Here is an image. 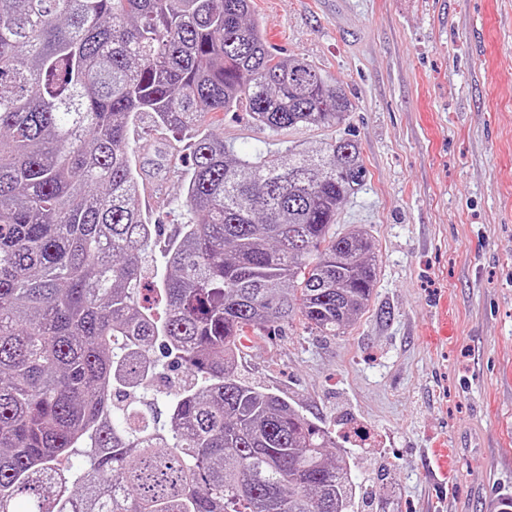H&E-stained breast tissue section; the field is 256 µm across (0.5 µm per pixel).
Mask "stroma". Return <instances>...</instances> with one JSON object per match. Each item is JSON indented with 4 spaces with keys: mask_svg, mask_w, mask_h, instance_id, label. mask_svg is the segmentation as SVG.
I'll return each mask as SVG.
<instances>
[{
    "mask_svg": "<svg viewBox=\"0 0 512 512\" xmlns=\"http://www.w3.org/2000/svg\"><path fill=\"white\" fill-rule=\"evenodd\" d=\"M253 17L354 105L367 174L333 230L367 231L377 270L343 335L274 324L238 372L333 432L351 512H488L512 497V0H253ZM150 125L130 143L168 198L150 214L162 247L185 221L182 176L171 134L143 142ZM202 127L240 157L337 136L273 132L242 109Z\"/></svg>",
    "mask_w": 512,
    "mask_h": 512,
    "instance_id": "1",
    "label": "stroma"
}]
</instances>
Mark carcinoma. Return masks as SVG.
Listing matches in <instances>:
<instances>
[{
	"label": "carcinoma",
	"instance_id": "cac0c4a2",
	"mask_svg": "<svg viewBox=\"0 0 512 512\" xmlns=\"http://www.w3.org/2000/svg\"><path fill=\"white\" fill-rule=\"evenodd\" d=\"M252 0H0V512H348L332 433L241 379V340L300 318L335 336L367 308L374 243L330 235L365 180L354 140L240 159L204 118L272 132L353 105L271 50ZM191 135L188 223L144 259L130 132ZM159 346L184 377L158 375Z\"/></svg>",
	"mask_w": 512,
	"mask_h": 512
}]
</instances>
